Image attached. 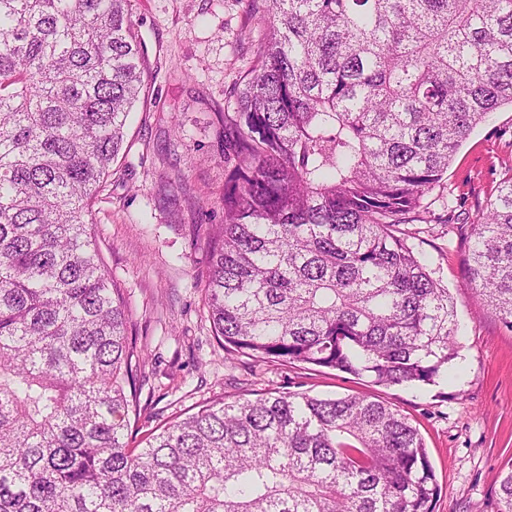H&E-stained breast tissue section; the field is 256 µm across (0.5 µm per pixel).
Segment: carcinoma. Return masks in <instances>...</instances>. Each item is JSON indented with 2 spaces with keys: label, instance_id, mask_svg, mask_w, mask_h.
Here are the masks:
<instances>
[{
  "label": "carcinoma",
  "instance_id": "carcinoma-1",
  "mask_svg": "<svg viewBox=\"0 0 512 512\" xmlns=\"http://www.w3.org/2000/svg\"><path fill=\"white\" fill-rule=\"evenodd\" d=\"M244 2L268 32L218 113L215 336L433 384L457 310L398 230L512 105V0ZM147 69L128 0H0V512H434L418 429L364 395L222 399L128 447L144 359L89 203ZM470 229L465 284L512 327V166Z\"/></svg>",
  "mask_w": 512,
  "mask_h": 512
}]
</instances>
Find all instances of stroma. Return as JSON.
I'll return each instance as SVG.
<instances>
[{
    "label": "stroma",
    "instance_id": "obj_1",
    "mask_svg": "<svg viewBox=\"0 0 512 512\" xmlns=\"http://www.w3.org/2000/svg\"><path fill=\"white\" fill-rule=\"evenodd\" d=\"M129 13L147 49V96L90 211L145 357L134 440L220 398L365 395L418 428L440 487L434 512H496L491 491L512 460V328L465 287L463 267L469 226L512 165V106L488 113L457 149L423 200L430 223L402 227L456 306L460 350L447 376L432 386L383 387L337 370L231 356L202 301L209 227L223 212L215 114L266 26L247 20L242 0H129Z\"/></svg>",
    "mask_w": 512,
    "mask_h": 512
}]
</instances>
